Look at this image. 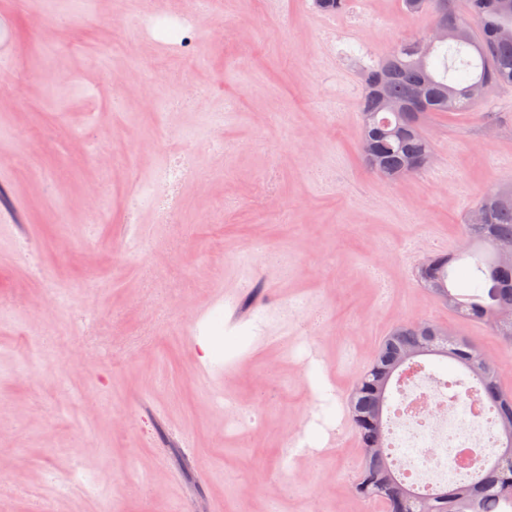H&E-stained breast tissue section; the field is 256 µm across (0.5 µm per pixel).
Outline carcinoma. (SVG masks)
<instances>
[{
    "label": "carcinoma",
    "instance_id": "cac0c4a2",
    "mask_svg": "<svg viewBox=\"0 0 512 512\" xmlns=\"http://www.w3.org/2000/svg\"><path fill=\"white\" fill-rule=\"evenodd\" d=\"M468 15L448 12L454 38L435 46L406 43L393 49L365 75L360 101L362 141L373 144L366 159L377 173L395 180L425 168L432 144L422 129L429 112H464L479 106L467 95L469 87L512 85V0H468ZM480 224L465 225L467 244L457 253L441 255L418 270V277L464 321L490 326L512 343V321H496L498 310L512 305V267L500 264L497 246L512 243V186L488 190L477 202ZM465 270L471 293L454 291L459 270ZM441 326L427 321L403 322L384 336L369 365L356 378L349 400V421L360 447L381 449L363 458L353 485L354 494L380 502L385 512H512V455L496 453L491 468L478 480L466 479L429 497L417 495L397 479L391 456L384 450V408L390 397L395 366L402 354L419 347L424 328ZM427 356L455 361L468 370L476 385L472 392L494 413L496 443L512 434V393L499 383V367L482 359L466 336L435 339Z\"/></svg>",
    "mask_w": 512,
    "mask_h": 512
}]
</instances>
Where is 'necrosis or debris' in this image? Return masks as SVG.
<instances>
[{
  "label": "necrosis or debris",
  "instance_id": "obj_1",
  "mask_svg": "<svg viewBox=\"0 0 512 512\" xmlns=\"http://www.w3.org/2000/svg\"><path fill=\"white\" fill-rule=\"evenodd\" d=\"M146 20L154 38L168 41L187 58H195L198 37L186 16L160 8L147 14ZM234 117L235 103L226 101L223 111L196 113L194 122L177 137L228 152V145L213 139L212 131ZM211 178V170L194 154L165 152L137 191L126 198L128 223H135L145 207L155 212L158 223H174L181 213L184 184L202 188ZM398 394L387 420V446L405 482L426 494L488 467L496 427L482 402L463 386H449L430 369L417 368L401 381Z\"/></svg>",
  "mask_w": 512,
  "mask_h": 512
}]
</instances>
